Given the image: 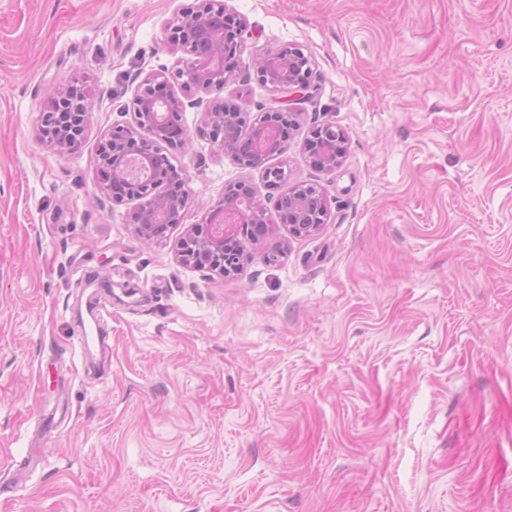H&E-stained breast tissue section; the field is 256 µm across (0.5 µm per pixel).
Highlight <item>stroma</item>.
I'll return each instance as SVG.
<instances>
[{
	"mask_svg": "<svg viewBox=\"0 0 512 512\" xmlns=\"http://www.w3.org/2000/svg\"><path fill=\"white\" fill-rule=\"evenodd\" d=\"M199 2L0 0V512H512V0H227L247 29L223 96L249 118L282 99L255 55L312 62L270 163L328 206L230 276L177 262L184 228L238 180L274 211L262 169L195 134L155 242L98 173ZM73 86L92 107L60 153L41 119ZM326 123L333 171L304 151ZM343 142L344 134L335 126L325 124L317 127L306 146L311 163L323 170L336 169L341 165Z\"/></svg>",
	"mask_w": 512,
	"mask_h": 512,
	"instance_id": "35a3bbf8",
	"label": "stroma"
}]
</instances>
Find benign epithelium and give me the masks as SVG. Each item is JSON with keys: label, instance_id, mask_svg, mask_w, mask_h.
<instances>
[{"label": "benign epithelium", "instance_id": "7a95c632", "mask_svg": "<svg viewBox=\"0 0 512 512\" xmlns=\"http://www.w3.org/2000/svg\"><path fill=\"white\" fill-rule=\"evenodd\" d=\"M245 24L230 12L221 0H203L199 10L176 15L165 30L166 40L186 55L182 66L149 73L138 85L132 102V122L118 125L109 133L99 154V171L104 190H111L112 183L128 184L127 198L139 201L130 220L138 234L147 241L162 237L160 229L169 228L183 221L189 190L182 171L171 173V180L178 186L183 204L176 205L168 195L156 192L149 181L150 175L138 176L129 171V164L140 161L152 170L154 155L170 148L184 149L191 140L187 127L181 123L183 101L174 93L172 85L195 88L211 96L205 105L204 125L198 133L208 137L217 147L234 158L244 168H256L244 160L248 147L236 141L238 124L245 119L242 110L220 97L224 87L234 77L230 62L240 56L244 46ZM257 78L292 97L305 95L310 88L313 71L308 58L299 48L269 50L255 60ZM86 96L76 89L51 98V110L44 114L50 123L55 112L65 110L73 123L82 122L86 114ZM300 113L289 107L267 111L266 136L260 147L266 149L268 136L279 141L277 155L288 152L286 130L296 126ZM344 134L330 124L312 131L306 149L311 163L323 170H334L341 165ZM267 222L266 213L250 208L232 213L219 206L212 210L203 224L185 227L179 261L195 267L207 266L223 274L236 271L244 257V245L236 235L244 224Z\"/></svg>", "mask_w": 512, "mask_h": 512}]
</instances>
